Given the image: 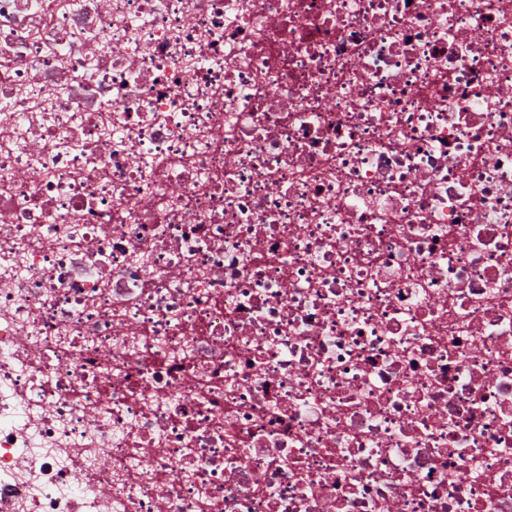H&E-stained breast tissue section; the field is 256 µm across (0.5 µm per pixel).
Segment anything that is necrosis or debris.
Returning a JSON list of instances; mask_svg holds the SVG:
<instances>
[{
	"mask_svg": "<svg viewBox=\"0 0 512 512\" xmlns=\"http://www.w3.org/2000/svg\"><path fill=\"white\" fill-rule=\"evenodd\" d=\"M0 512H512V0H0Z\"/></svg>",
	"mask_w": 512,
	"mask_h": 512,
	"instance_id": "necrosis-or-debris-1",
	"label": "necrosis or debris"
}]
</instances>
